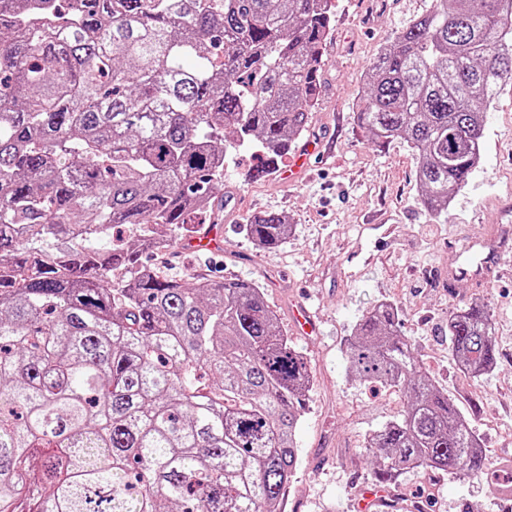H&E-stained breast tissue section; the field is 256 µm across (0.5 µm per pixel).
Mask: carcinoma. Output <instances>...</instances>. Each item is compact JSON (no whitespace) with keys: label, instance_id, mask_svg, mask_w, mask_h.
Listing matches in <instances>:
<instances>
[{"label":"carcinoma","instance_id":"carcinoma-1","mask_svg":"<svg viewBox=\"0 0 512 512\" xmlns=\"http://www.w3.org/2000/svg\"><path fill=\"white\" fill-rule=\"evenodd\" d=\"M334 0H0V512H279L299 464L307 356L244 279H173L142 255L222 207L224 158L277 170L321 92ZM512 84V0H432L375 56L356 110L413 152L448 210L483 113ZM247 236L274 249L288 217ZM472 377L497 361L487 306L448 315ZM350 374L403 413L368 439L374 478L492 469L396 308L366 311Z\"/></svg>","mask_w":512,"mask_h":512}]
</instances>
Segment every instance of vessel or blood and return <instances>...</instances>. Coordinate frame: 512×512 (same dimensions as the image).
I'll return each mask as SVG.
<instances>
[{"label": "vessel or blood", "mask_w": 512, "mask_h": 512, "mask_svg": "<svg viewBox=\"0 0 512 512\" xmlns=\"http://www.w3.org/2000/svg\"><path fill=\"white\" fill-rule=\"evenodd\" d=\"M315 144H308L290 156L284 168L279 169L281 180L291 183L304 175L315 153ZM189 251H207L213 254L224 250V227L211 224L202 234L191 237L185 244ZM470 259L449 266V280L466 279L476 285H483L500 272L507 259L512 258V227L498 224L489 226L486 236L470 241Z\"/></svg>", "instance_id": "vessel-or-blood-1"}]
</instances>
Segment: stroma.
<instances>
[{
	"instance_id": "stroma-1",
	"label": "stroma",
	"mask_w": 512,
	"mask_h": 512,
	"mask_svg": "<svg viewBox=\"0 0 512 512\" xmlns=\"http://www.w3.org/2000/svg\"><path fill=\"white\" fill-rule=\"evenodd\" d=\"M431 0H336L333 31L323 50L322 88L305 139L322 140L331 157L310 177L284 186L276 176L246 177L254 158L241 151L224 165L226 205L219 221L229 232L223 253L150 255L163 274L248 279L264 290L290 340L310 359L315 381L297 432L300 463L286 493L285 512H354L362 482L373 481L369 435L402 409L399 393L355 380L346 349L358 319L372 305L392 302L401 332L416 346L436 385L447 391L482 440L494 467L512 468V264L483 288L448 281L451 238H476L512 210V88L487 110L483 156L447 214L433 218L419 203L417 166L406 141L378 147L356 121V103L377 52L397 29L425 13ZM288 216L292 232L275 249L253 244L245 216ZM484 300L498 346L495 367L475 379L461 375L448 349L451 310ZM307 303L316 336L292 332L290 313ZM378 512H512V494L486 480L460 481L441 471L409 469L389 484Z\"/></svg>"
}]
</instances>
